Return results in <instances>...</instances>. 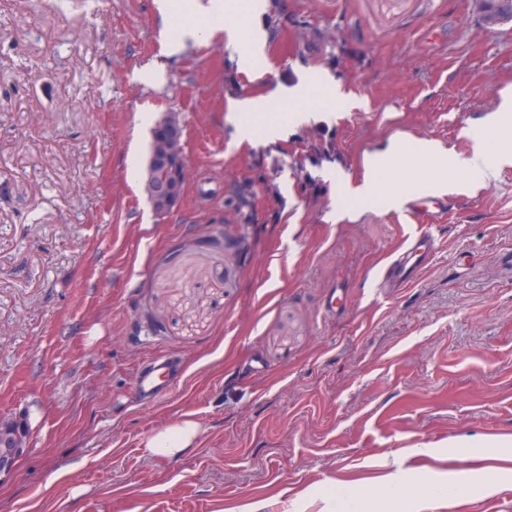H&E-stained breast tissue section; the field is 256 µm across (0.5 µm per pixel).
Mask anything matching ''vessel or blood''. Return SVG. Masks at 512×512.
Returning <instances> with one entry per match:
<instances>
[{"label": "vessel or blood", "mask_w": 512, "mask_h": 512, "mask_svg": "<svg viewBox=\"0 0 512 512\" xmlns=\"http://www.w3.org/2000/svg\"><path fill=\"white\" fill-rule=\"evenodd\" d=\"M407 212L417 219L415 232L393 251L384 262L377 283V289L387 292L403 288L415 282L421 266L420 259H431L437 249V234L434 225L420 223L423 203L410 200ZM178 374L173 360L159 357L149 361L141 370L137 383L140 398L147 403L167 395L176 384Z\"/></svg>", "instance_id": "b4317fda"}]
</instances>
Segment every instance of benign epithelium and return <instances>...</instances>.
Segmentation results:
<instances>
[{
	"mask_svg": "<svg viewBox=\"0 0 512 512\" xmlns=\"http://www.w3.org/2000/svg\"><path fill=\"white\" fill-rule=\"evenodd\" d=\"M482 18L487 26L512 21V12L495 10L487 0H481ZM164 135L154 142L143 181V191L155 213L173 210L182 200L189 181V171L183 157L182 125L178 112L162 115ZM28 429L21 419L0 418V483L11 478L19 458L27 447Z\"/></svg>",
	"mask_w": 512,
	"mask_h": 512,
	"instance_id": "7a95c632",
	"label": "benign epithelium"
}]
</instances>
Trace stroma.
<instances>
[{"instance_id": "obj_1", "label": "stroma", "mask_w": 512, "mask_h": 512, "mask_svg": "<svg viewBox=\"0 0 512 512\" xmlns=\"http://www.w3.org/2000/svg\"><path fill=\"white\" fill-rule=\"evenodd\" d=\"M263 23L257 82L223 36L169 47L157 0H0V417L29 431L0 512H324L391 454L473 506L512 474V166L443 194L435 257L379 298L412 227L335 192L392 137L469 151L512 83V23L486 27L477 0H268ZM308 70L352 103L238 142L229 94ZM165 112L191 178L158 215L141 173ZM323 126L336 149L315 163ZM158 354L182 378L145 404L136 371ZM185 417L191 453L143 454ZM493 439L497 459L455 461Z\"/></svg>"}]
</instances>
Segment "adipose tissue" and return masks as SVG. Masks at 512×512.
I'll return each mask as SVG.
<instances>
[{"label":"adipose tissue","instance_id":"obj_1","mask_svg":"<svg viewBox=\"0 0 512 512\" xmlns=\"http://www.w3.org/2000/svg\"><path fill=\"white\" fill-rule=\"evenodd\" d=\"M190 14H205L207 24L199 27L184 25L177 30L178 41L197 39L203 30H219L224 34L228 50L236 56L240 70L262 78L267 60V33L262 16L266 0H250L247 12H240L234 0H211L202 7L198 0H184ZM334 83L317 73H307L291 87L276 86L254 96L229 98L228 118L241 138H254L263 133L266 140L282 138L290 129L302 123L320 120L328 103H341ZM285 109V116L255 130L248 118L257 113ZM474 141L470 153L462 155L431 139L404 142L388 140L385 146L366 158L364 179L360 186L344 187L345 196L377 201L391 208L409 195L426 191L443 192L449 179L488 183L496 179L503 166L512 164V87L501 90L499 101L491 115L482 119L472 130ZM200 428L192 419L179 422L152 433L142 443L146 455L165 459L183 457L197 443ZM468 488L414 485L399 475L384 478L379 487L358 489L343 502L336 512H362L372 504L373 512H424L433 498L463 497Z\"/></svg>","mask_w":512,"mask_h":512}]
</instances>
